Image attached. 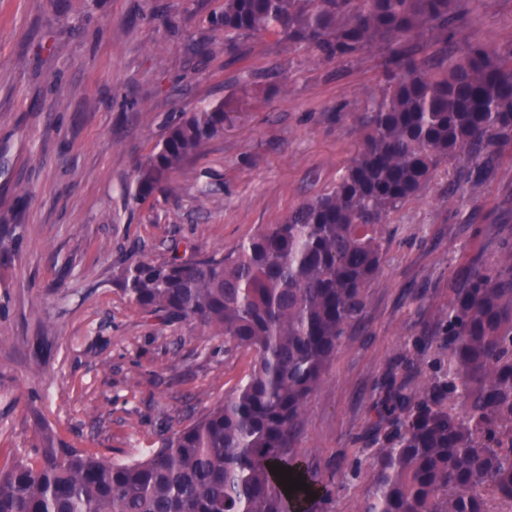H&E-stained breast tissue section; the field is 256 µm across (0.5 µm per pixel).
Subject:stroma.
Masks as SVG:
<instances>
[{
  "label": "stroma",
  "instance_id": "obj_1",
  "mask_svg": "<svg viewBox=\"0 0 512 512\" xmlns=\"http://www.w3.org/2000/svg\"><path fill=\"white\" fill-rule=\"evenodd\" d=\"M224 0H0V470L37 435L116 463L141 459L221 403L251 356L132 304L122 270L180 241L202 252L281 223L357 152L359 104L383 49L325 63L272 36L210 40ZM454 48L512 45V0H463ZM248 102L146 202L137 169L182 113ZM443 163L386 222L367 306L310 399L297 446L334 476L321 512H356L369 488L372 405L392 377L422 384L444 353L448 283L512 240V149L470 190ZM419 360L409 371V360Z\"/></svg>",
  "mask_w": 512,
  "mask_h": 512
}]
</instances>
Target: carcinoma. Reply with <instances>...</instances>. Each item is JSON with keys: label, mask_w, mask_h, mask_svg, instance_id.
I'll return each instance as SVG.
<instances>
[{"label": "carcinoma", "mask_w": 512, "mask_h": 512, "mask_svg": "<svg viewBox=\"0 0 512 512\" xmlns=\"http://www.w3.org/2000/svg\"><path fill=\"white\" fill-rule=\"evenodd\" d=\"M463 0H224L212 30L273 35L324 62L375 47L385 80L357 113L361 145L336 183L248 241L126 267L129 300L253 354L247 377L143 459L116 465L40 435L0 472V512H312L328 493L296 443L309 399L367 305L385 221L464 154L479 187L512 147V48L470 41L448 58ZM433 51L428 53L426 48ZM249 95L183 114L139 167L134 200L161 189L224 132ZM449 285L447 368L416 391L391 379L374 403L377 453L357 512H512V242ZM302 474L286 493L272 474Z\"/></svg>", "instance_id": "carcinoma-1"}]
</instances>
